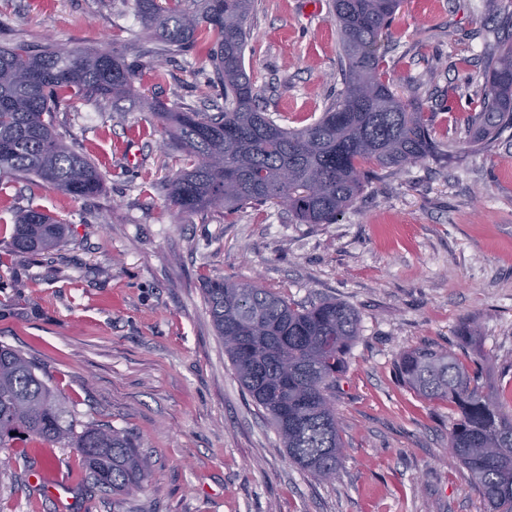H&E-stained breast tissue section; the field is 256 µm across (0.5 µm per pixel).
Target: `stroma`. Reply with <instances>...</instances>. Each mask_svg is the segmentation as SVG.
<instances>
[{"label":"stroma","mask_w":512,"mask_h":512,"mask_svg":"<svg viewBox=\"0 0 512 512\" xmlns=\"http://www.w3.org/2000/svg\"><path fill=\"white\" fill-rule=\"evenodd\" d=\"M329 3L255 0L245 67L283 126L314 122L341 88ZM510 38L512 0H404L380 43L382 70L431 117L445 157L375 169L335 223L301 224L276 204L172 208L165 183L184 155L139 99L213 111L205 48L159 56L135 0H0V46L115 48L141 67L129 97L75 94L56 114L102 173V194L0 182V225L38 207L68 226L43 256L0 241V344L39 367L77 425L121 430L153 462L144 489L115 495L86 479L75 449L17 440L0 512H487L448 451L451 404L398 382L395 363L424 345L451 349L512 389V128L486 143L466 131L485 62ZM216 277L357 311L336 390L335 478L292 464L240 385L203 297Z\"/></svg>","instance_id":"35a3bbf8"}]
</instances>
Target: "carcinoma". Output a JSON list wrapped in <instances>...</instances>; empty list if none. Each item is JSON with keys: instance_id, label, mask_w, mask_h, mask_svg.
Masks as SVG:
<instances>
[{"instance_id": "1", "label": "carcinoma", "mask_w": 512, "mask_h": 512, "mask_svg": "<svg viewBox=\"0 0 512 512\" xmlns=\"http://www.w3.org/2000/svg\"><path fill=\"white\" fill-rule=\"evenodd\" d=\"M255 0H136L144 32L186 53L209 45L208 83L224 109L145 108L165 122L187 167L172 180L179 214L211 208L233 213L268 202L302 224H331L360 195L369 166L396 169L441 153L425 113L404 102L380 72L379 43L402 0H333L342 48L341 92L321 117L300 128L279 125L259 105L244 64ZM488 92L468 119L470 133L491 140L512 124V43L485 69ZM136 71L123 53L20 41L0 47V181L18 175L75 199L101 193L102 174L55 131L53 113L72 94L127 96ZM288 172V180L282 173ZM66 224L38 207L15 216L9 246L37 254L57 248ZM214 329L235 373L268 416L289 460L320 478L336 477L341 434L336 384L360 335L359 316L333 300L303 306L258 284L222 277L205 282ZM397 378L428 399H446L459 418L448 448L470 472L488 512H512V404L480 383L456 352L424 346L401 354ZM74 448L94 484L114 493L140 490L150 459L126 434L104 425L76 429L47 380L23 354L0 345V447L14 434Z\"/></svg>"}]
</instances>
